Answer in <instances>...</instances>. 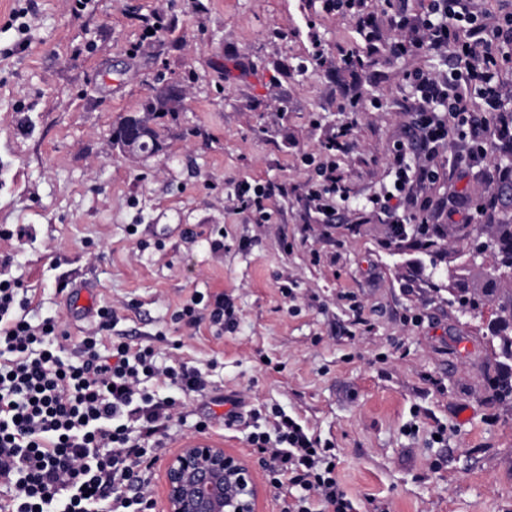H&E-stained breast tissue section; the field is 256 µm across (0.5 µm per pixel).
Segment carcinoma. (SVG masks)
<instances>
[{"label":"carcinoma","mask_w":512,"mask_h":512,"mask_svg":"<svg viewBox=\"0 0 512 512\" xmlns=\"http://www.w3.org/2000/svg\"><path fill=\"white\" fill-rule=\"evenodd\" d=\"M172 109L170 101L158 95L145 105L143 113L125 117L113 129L112 137L120 140L132 132L143 131L147 134L143 149L157 150L161 142L151 121ZM483 237L494 257L495 271L487 274L478 287L459 277L448 287V292L453 301L465 309L474 311L487 303L494 307L496 320L490 342L512 361V287H505L507 283L512 284V224H496L488 234L480 227L474 229L473 240L478 241Z\"/></svg>","instance_id":"carcinoma-1"}]
</instances>
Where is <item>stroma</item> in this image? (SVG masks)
Masks as SVG:
<instances>
[{
	"instance_id": "obj_1",
	"label": "stroma",
	"mask_w": 512,
	"mask_h": 512,
	"mask_svg": "<svg viewBox=\"0 0 512 512\" xmlns=\"http://www.w3.org/2000/svg\"><path fill=\"white\" fill-rule=\"evenodd\" d=\"M158 15L165 29L144 38ZM350 52H364L352 21L319 0H0V272L33 291L31 322L60 318L83 336L96 316L57 285L91 284L115 310L113 335L298 417L334 443L357 512H512L492 309L448 302L472 227L398 246L367 205L407 138L404 74L422 61L380 54L352 69ZM163 88L183 105L155 120L161 149L122 156L113 127ZM356 96L383 107L347 111ZM346 124L350 198L335 223L292 196L263 224L234 211L240 181L310 182L303 156ZM197 293L232 298L236 329L203 305L195 328L178 322ZM227 411L215 407L208 438L263 473Z\"/></svg>"
}]
</instances>
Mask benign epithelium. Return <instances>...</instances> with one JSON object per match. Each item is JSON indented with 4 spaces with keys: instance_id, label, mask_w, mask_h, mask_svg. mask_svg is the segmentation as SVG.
Returning a JSON list of instances; mask_svg holds the SVG:
<instances>
[{
    "instance_id": "1",
    "label": "benign epithelium",
    "mask_w": 512,
    "mask_h": 512,
    "mask_svg": "<svg viewBox=\"0 0 512 512\" xmlns=\"http://www.w3.org/2000/svg\"><path fill=\"white\" fill-rule=\"evenodd\" d=\"M164 512H259V483L247 460L203 436L164 461Z\"/></svg>"
}]
</instances>
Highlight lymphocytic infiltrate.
<instances>
[{
    "mask_svg": "<svg viewBox=\"0 0 512 512\" xmlns=\"http://www.w3.org/2000/svg\"><path fill=\"white\" fill-rule=\"evenodd\" d=\"M496 2L489 11L476 0H428L425 11L413 16L408 0H387L400 37L385 43L368 0H322L325 12L354 21L368 54L398 58L423 51L447 68L440 77L422 68L405 75L411 135L390 160L396 186L370 199L372 211L391 224L395 242L433 245L427 212L435 204L422 191L440 180L434 160L447 141L458 145L451 170L512 184V165L486 162L491 135L512 138V107L503 94V76L512 70V0ZM349 140L346 127L329 140L319 180L302 196L306 209L327 224L336 221L337 201L349 198L336 163ZM287 194L284 183L253 187L243 181L233 206L252 211L262 224L269 201ZM499 203L494 194L462 215L447 202L435 206L471 224ZM28 307L18 283L0 286V512H154L152 468L163 439L185 419V396L210 402L194 423L200 432L211 428L214 407L229 405L234 418L241 400H226L186 362H160L152 345L134 347L120 336L104 342L111 308L98 309L95 329L71 352L65 322L32 324ZM153 380L159 390L149 389ZM249 417L247 440L261 453L271 485L284 493L281 512H355L336 476L332 442L309 435L276 406L250 410Z\"/></svg>",
    "mask_w": 512,
    "mask_h": 512,
    "instance_id": "obj_1",
    "label": "lymphocytic infiltrate"
}]
</instances>
